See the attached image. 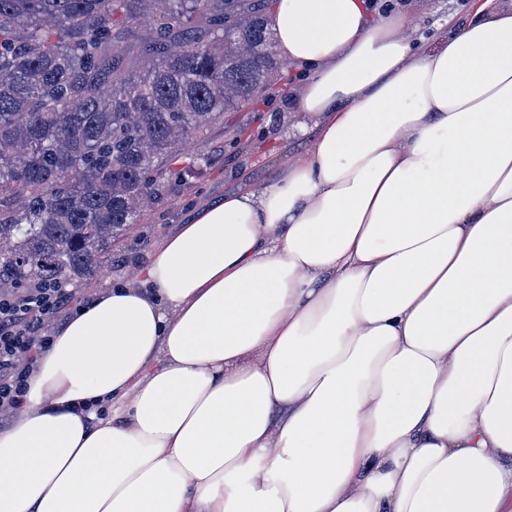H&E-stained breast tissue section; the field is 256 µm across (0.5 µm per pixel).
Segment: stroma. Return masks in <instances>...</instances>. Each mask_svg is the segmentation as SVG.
<instances>
[{
    "instance_id": "35a3bbf8",
    "label": "stroma",
    "mask_w": 512,
    "mask_h": 512,
    "mask_svg": "<svg viewBox=\"0 0 512 512\" xmlns=\"http://www.w3.org/2000/svg\"><path fill=\"white\" fill-rule=\"evenodd\" d=\"M382 2L408 11L419 33L428 36L440 24L462 23L471 0ZM293 79L291 68L282 69L276 93L241 111L225 113L202 143L189 146L188 157L200 162V169L153 207L144 223L135 225L128 240L113 248L96 282L80 285L82 295L89 298L118 282L132 280L135 271L148 263L157 242L188 223L196 206L233 192L242 177L257 185L269 181L310 148L311 135L295 132L297 126L310 125L311 120L294 109L290 95Z\"/></svg>"
}]
</instances>
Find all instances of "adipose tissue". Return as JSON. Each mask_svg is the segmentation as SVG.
Segmentation results:
<instances>
[{
	"instance_id": "adipose-tissue-1",
	"label": "adipose tissue",
	"mask_w": 512,
	"mask_h": 512,
	"mask_svg": "<svg viewBox=\"0 0 512 512\" xmlns=\"http://www.w3.org/2000/svg\"><path fill=\"white\" fill-rule=\"evenodd\" d=\"M268 24L310 150L53 329L0 512H512V8Z\"/></svg>"
}]
</instances>
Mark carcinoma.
Masks as SVG:
<instances>
[{"instance_id":"cac0c4a2","label":"carcinoma","mask_w":512,"mask_h":512,"mask_svg":"<svg viewBox=\"0 0 512 512\" xmlns=\"http://www.w3.org/2000/svg\"><path fill=\"white\" fill-rule=\"evenodd\" d=\"M267 0H0V291L99 275L279 68Z\"/></svg>"}]
</instances>
